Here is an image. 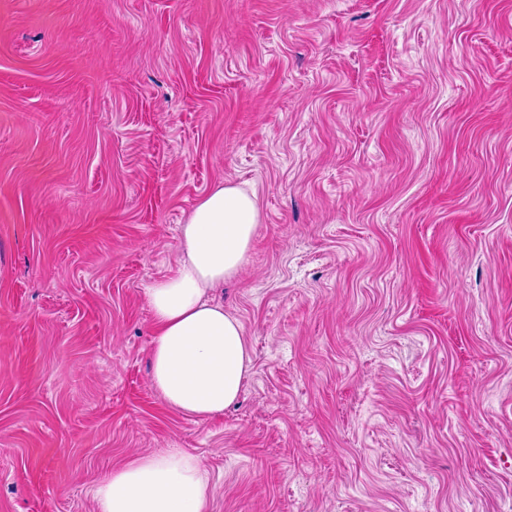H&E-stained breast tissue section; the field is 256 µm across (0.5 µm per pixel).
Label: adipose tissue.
<instances>
[{"instance_id": "adipose-tissue-1", "label": "adipose tissue", "mask_w": 512, "mask_h": 512, "mask_svg": "<svg viewBox=\"0 0 512 512\" xmlns=\"http://www.w3.org/2000/svg\"><path fill=\"white\" fill-rule=\"evenodd\" d=\"M260 222L253 191L215 186L181 226L177 272L145 290L152 315V382L184 414H222L248 375L243 327L209 292L238 274ZM210 499L200 460L179 448L113 470L95 490L97 512H210Z\"/></svg>"}]
</instances>
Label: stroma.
I'll use <instances>...</instances> for the list:
<instances>
[{"label":"stroma","instance_id":"stroma-1","mask_svg":"<svg viewBox=\"0 0 512 512\" xmlns=\"http://www.w3.org/2000/svg\"><path fill=\"white\" fill-rule=\"evenodd\" d=\"M225 182L252 364L197 418L144 288ZM170 448L212 512H512V0H0V512Z\"/></svg>","mask_w":512,"mask_h":512}]
</instances>
